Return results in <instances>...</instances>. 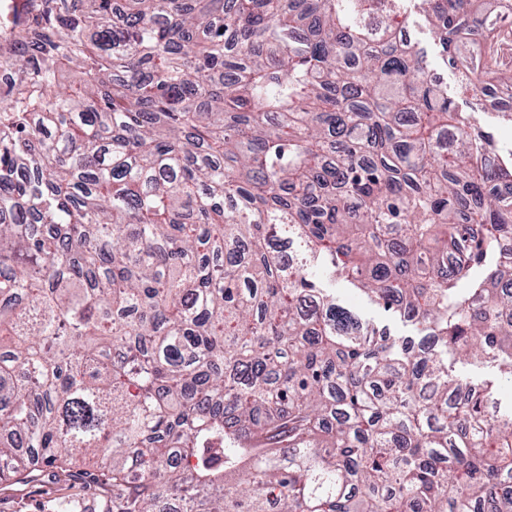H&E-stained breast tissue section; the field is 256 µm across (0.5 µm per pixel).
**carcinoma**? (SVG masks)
Listing matches in <instances>:
<instances>
[{"label": "carcinoma", "instance_id": "cac0c4a2", "mask_svg": "<svg viewBox=\"0 0 512 512\" xmlns=\"http://www.w3.org/2000/svg\"><path fill=\"white\" fill-rule=\"evenodd\" d=\"M507 0H31L0 39V482L112 512H512ZM497 32L477 42L470 34ZM340 281L421 335L343 306ZM81 468H44L37 480L0 485V512H53L58 498L77 501L81 506L78 512H103V498L109 501L111 496L109 481L99 477L98 496H92L87 493L89 479Z\"/></svg>", "mask_w": 512, "mask_h": 512}]
</instances>
